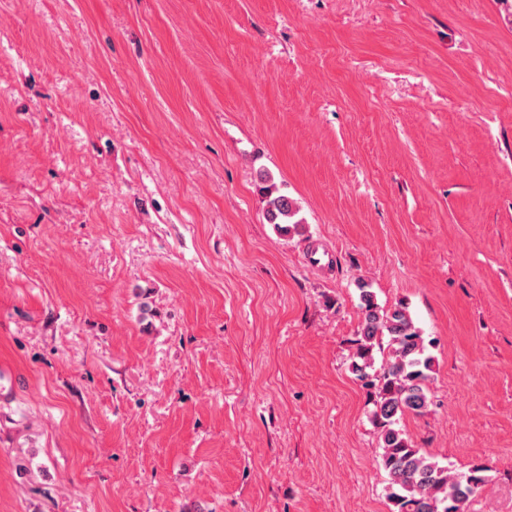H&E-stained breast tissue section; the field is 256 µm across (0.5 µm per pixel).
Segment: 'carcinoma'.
I'll return each instance as SVG.
<instances>
[{"mask_svg":"<svg viewBox=\"0 0 512 512\" xmlns=\"http://www.w3.org/2000/svg\"><path fill=\"white\" fill-rule=\"evenodd\" d=\"M265 196V218L286 235L299 231V209L279 191L267 173L260 174ZM361 321L352 340L350 370L367 390L374 405L371 421L380 448L378 464L386 475L389 512H468L472 498L488 480L487 467L474 464L455 477L423 449L415 447L399 427L403 416L421 415L430 404L428 384L433 357L426 354L425 338L416 327L406 303L381 307L368 284H358ZM387 350L381 365L376 353Z\"/></svg>","mask_w":512,"mask_h":512,"instance_id":"carcinoma-1","label":"carcinoma"}]
</instances>
